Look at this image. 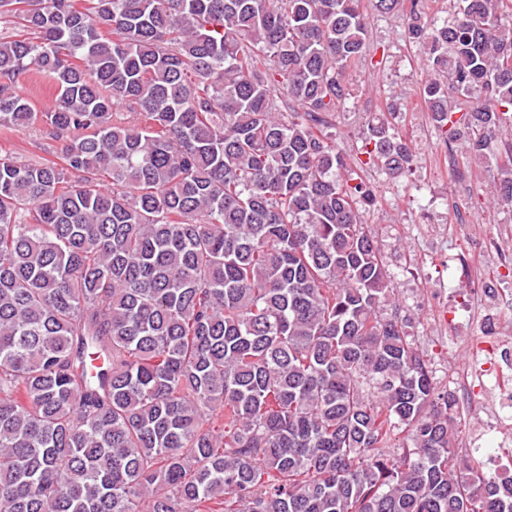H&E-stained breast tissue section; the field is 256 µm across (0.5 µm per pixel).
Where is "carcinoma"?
<instances>
[{"instance_id":"cac0c4a2","label":"carcinoma","mask_w":512,"mask_h":512,"mask_svg":"<svg viewBox=\"0 0 512 512\" xmlns=\"http://www.w3.org/2000/svg\"><path fill=\"white\" fill-rule=\"evenodd\" d=\"M462 2L410 7L406 37L434 126L482 162L512 0ZM1 22L0 129L59 148L0 153V512H512L383 312L376 197L329 132L363 0H0ZM367 145L413 166L385 118ZM492 195L512 204V153ZM36 140L49 143L45 145V151L32 149L31 143ZM54 145L57 144L42 140L39 132H37L34 127L20 128L7 132L0 130V153L8 152L23 156L27 160L34 159L43 161L42 159L53 158L52 152L55 149Z\"/></svg>"}]
</instances>
